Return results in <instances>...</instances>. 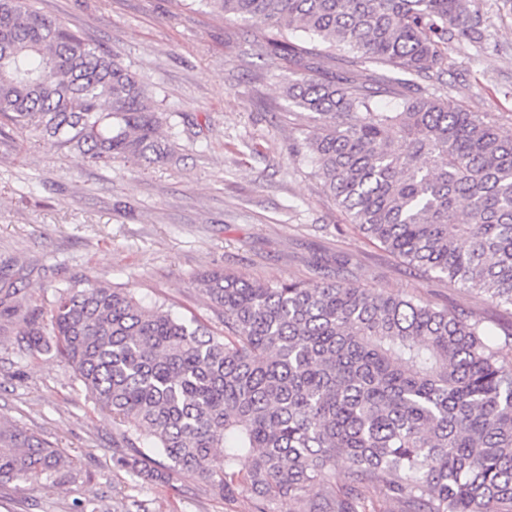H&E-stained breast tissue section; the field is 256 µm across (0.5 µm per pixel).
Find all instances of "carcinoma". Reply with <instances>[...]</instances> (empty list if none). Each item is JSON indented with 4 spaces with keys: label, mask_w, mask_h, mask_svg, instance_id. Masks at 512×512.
Masks as SVG:
<instances>
[{
    "label": "carcinoma",
    "mask_w": 512,
    "mask_h": 512,
    "mask_svg": "<svg viewBox=\"0 0 512 512\" xmlns=\"http://www.w3.org/2000/svg\"><path fill=\"white\" fill-rule=\"evenodd\" d=\"M275 36L260 56L298 72L288 102L311 114L297 152L367 238L408 266L512 307V137L481 112L421 91L450 44L483 48L476 0H199ZM331 48L411 75L397 110L382 86L315 73ZM159 112L115 54L37 11L0 0V136L33 126L88 162L171 158ZM199 290L217 334L163 303L87 279L50 311L56 355L122 427L117 465L170 482L189 472L251 512H370L362 487L404 512H512V363L483 321L346 279L251 283L220 269ZM23 289L0 288V318ZM27 347L42 345L32 319ZM223 449L217 454L216 449ZM166 463L158 466L154 456ZM349 482L336 483V462ZM71 459L0 417V482L55 485Z\"/></svg>",
    "instance_id": "carcinoma-1"
}]
</instances>
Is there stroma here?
Instances as JSON below:
<instances>
[{
	"instance_id": "stroma-1",
	"label": "stroma",
	"mask_w": 512,
	"mask_h": 512,
	"mask_svg": "<svg viewBox=\"0 0 512 512\" xmlns=\"http://www.w3.org/2000/svg\"><path fill=\"white\" fill-rule=\"evenodd\" d=\"M64 27L116 53L173 126L172 161L93 165L34 128L0 137V284L23 288L48 319L59 292L93 278L208 325L218 319L195 276L257 283L346 278L480 318L496 335L512 309L410 270L370 241L293 156L307 123L285 96L292 63L253 51L260 24L182 0H35ZM490 45L448 48L427 93L484 112L512 134V0H480ZM22 319L0 320V414L62 449L59 486L0 484V512H250L191 474L175 485L133 475L113 456L121 430L54 350L27 352Z\"/></svg>"
}]
</instances>
